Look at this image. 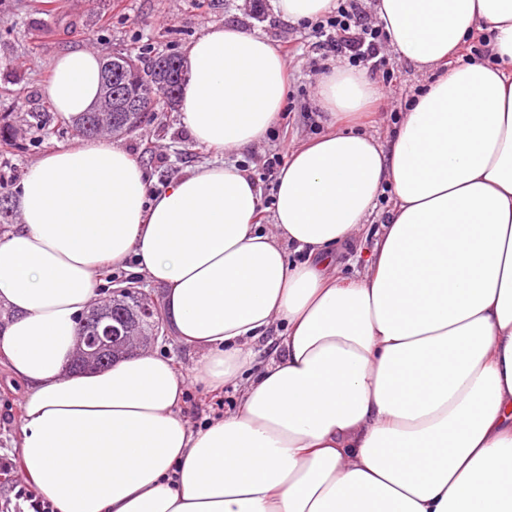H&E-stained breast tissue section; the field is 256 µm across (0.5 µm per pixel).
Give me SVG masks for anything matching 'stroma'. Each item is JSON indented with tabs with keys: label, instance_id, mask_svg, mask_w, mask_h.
<instances>
[{
	"label": "stroma",
	"instance_id": "stroma-1",
	"mask_svg": "<svg viewBox=\"0 0 512 512\" xmlns=\"http://www.w3.org/2000/svg\"><path fill=\"white\" fill-rule=\"evenodd\" d=\"M224 21L260 33L289 53L285 112L265 140L232 152L208 150L191 140L176 108L168 107L150 112L138 130L118 142L146 168L151 191H163L187 170L219 159L246 170L268 208L277 175L268 170L266 160L276 153L288 156L291 146L322 133L316 85L339 63L317 54L308 25L283 20L270 0H0V124L5 127L0 134V197L8 206V224L20 221L15 189L29 167L51 149L83 141L72 121L51 109L45 92L56 56L84 47L103 57L129 53L145 62L161 55L181 57L208 25ZM385 54L387 72L369 74L382 91L369 130L384 143L429 79L393 49ZM8 224L0 225L1 233ZM148 349L172 359L185 377L180 413L193 427L223 417L236 405L239 383L205 392L194 378L200 351L179 342L172 330H165ZM24 396L22 383L0 361V455L17 453Z\"/></svg>",
	"mask_w": 512,
	"mask_h": 512
}]
</instances>
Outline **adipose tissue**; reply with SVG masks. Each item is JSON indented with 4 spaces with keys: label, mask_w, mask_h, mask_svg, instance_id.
<instances>
[{
    "label": "adipose tissue",
    "mask_w": 512,
    "mask_h": 512,
    "mask_svg": "<svg viewBox=\"0 0 512 512\" xmlns=\"http://www.w3.org/2000/svg\"><path fill=\"white\" fill-rule=\"evenodd\" d=\"M373 11L430 78L385 145L358 127L379 86L325 74L330 127L291 150L270 223L226 162L154 194L100 137L27 171L20 222L0 234V353L26 389L17 465L54 512H512V0ZM479 32L485 59L449 67ZM287 70L266 37L209 25L187 51L180 121L209 148L257 144ZM46 94L62 116L87 111L99 55H59ZM376 218L364 270L334 275L337 246ZM132 259L201 350L205 388L241 380L223 418L192 428L185 379L154 352L70 372L104 266Z\"/></svg>",
    "instance_id": "adipose-tissue-1"
}]
</instances>
